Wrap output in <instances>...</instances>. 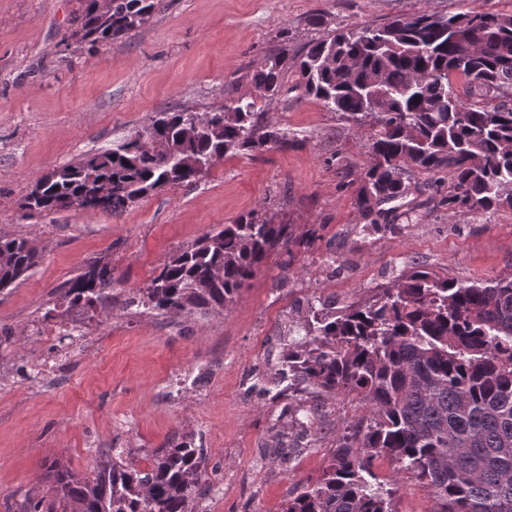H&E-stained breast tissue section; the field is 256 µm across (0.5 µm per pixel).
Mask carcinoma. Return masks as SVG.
<instances>
[{
    "label": "carcinoma",
    "mask_w": 512,
    "mask_h": 512,
    "mask_svg": "<svg viewBox=\"0 0 512 512\" xmlns=\"http://www.w3.org/2000/svg\"><path fill=\"white\" fill-rule=\"evenodd\" d=\"M157 0H79L74 36L108 44L133 36L154 17ZM312 96L347 123L369 127L356 201L369 219L359 233L381 228L375 216L414 211L405 199L425 173L448 180L437 206L452 216L512 208V14L465 7L452 15L418 12L358 29H336L300 57L282 32L278 49L255 68L261 98L284 92L288 69ZM412 87L408 95L402 90ZM376 98L382 111H367ZM146 129L154 151L134 134L38 178L19 207L30 215L98 208L122 215L143 197L191 184L214 158L295 144L288 131L244 96L224 108L160 112ZM390 208H385V205ZM291 225L259 214L212 229L180 249L146 286L119 279L95 263L68 284L53 310L155 315L220 314L275 251L290 248ZM27 238L0 233V292L41 262ZM273 375H255L246 392L306 410L294 435L272 427V454L308 447L321 433L319 404L353 396L362 418L336 434L329 464L286 502L283 512H393V488L378 481L373 460L384 455L397 474L423 485L434 512H512V277L462 282L411 267L374 299L340 310L308 303ZM297 407H292V402ZM206 471L204 449L183 437L154 450L146 467L124 451L98 463L92 478L54 465L61 512H194Z\"/></svg>",
    "instance_id": "obj_1"
}]
</instances>
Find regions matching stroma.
Returning <instances> with one entry per match:
<instances>
[{
  "instance_id": "obj_1",
  "label": "stroma",
  "mask_w": 512,
  "mask_h": 512,
  "mask_svg": "<svg viewBox=\"0 0 512 512\" xmlns=\"http://www.w3.org/2000/svg\"><path fill=\"white\" fill-rule=\"evenodd\" d=\"M78 0H0V233L27 237L41 263L0 293V512L52 496V462L88 478L122 448L140 467L171 440L194 437L207 457L199 512H283L297 487L315 481L331 438L273 462L267 450L279 404L246 393L273 373L298 311L370 298L400 270L426 268L454 280L512 275V208L448 216L434 207L447 187L416 176L419 210L368 237L345 166L363 161L361 132L303 96L289 70L285 94L257 102L296 144L258 156L229 154L192 184L164 188L119 216L76 209L27 216L20 199L41 175L109 148L158 112H205L252 94L250 75L288 30L294 54L327 32L386 23L397 15L458 12L460 0H160L135 35L91 45L72 35ZM322 25H312L314 15ZM258 213L318 228L312 246L275 252L227 310L192 319L74 312L86 331L64 369L24 379L21 361L60 351L38 335L60 288L93 262L114 267L126 288L156 275L180 248L219 224ZM184 373L201 386H176Z\"/></svg>"
}]
</instances>
